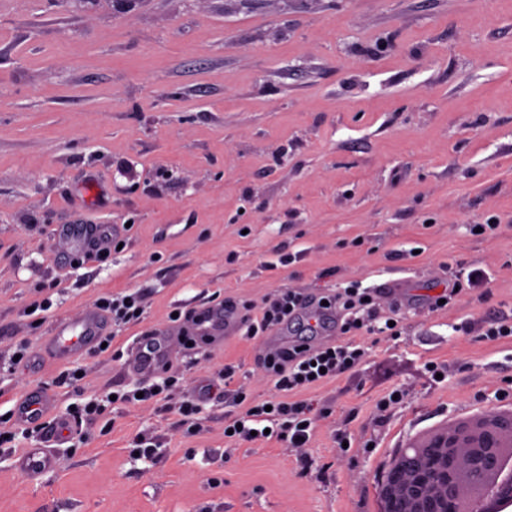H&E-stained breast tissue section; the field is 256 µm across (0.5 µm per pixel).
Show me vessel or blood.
I'll return each instance as SVG.
<instances>
[{"mask_svg":"<svg viewBox=\"0 0 512 512\" xmlns=\"http://www.w3.org/2000/svg\"><path fill=\"white\" fill-rule=\"evenodd\" d=\"M204 333L214 341L236 335L240 329L238 316L224 315L222 310L204 308ZM104 333L102 316L95 308H88L78 320L58 322L43 345V351L53 360L64 362L91 349ZM176 343L172 333L159 331L139 338L134 347L128 370L143 378H152L174 350ZM54 406L51 395L39 392L17 399L14 415L17 421L27 423L45 418ZM71 436L69 421L59 418L49 423L40 447L28 449L19 459L18 468L28 478H36L53 469L54 445L66 442Z\"/></svg>","mask_w":512,"mask_h":512,"instance_id":"obj_1","label":"vessel or blood"}]
</instances>
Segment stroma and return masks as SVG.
<instances>
[{"label":"stroma","mask_w":512,"mask_h":512,"mask_svg":"<svg viewBox=\"0 0 512 512\" xmlns=\"http://www.w3.org/2000/svg\"><path fill=\"white\" fill-rule=\"evenodd\" d=\"M94 224L120 225L124 244L75 264L56 233ZM459 263L488 270V287L430 311ZM353 280L382 290L403 330L360 337L362 363L310 390L330 415L308 447L225 439L217 373L233 365L251 402L275 397L258 363L268 339L195 337L169 373L203 431L116 405L74 423L90 443L62 444L31 482L16 462L40 436L14 425L0 512H377L390 452L512 388V338L481 337L512 320V0H138L125 14L0 0V416L31 391L62 417L134 389L132 342L176 327L173 310ZM128 290L144 314L111 326L109 351L43 355L55 321ZM47 293L52 308L30 312ZM76 368L79 385L60 384ZM394 388L402 401L378 413ZM138 432L159 464L134 455Z\"/></svg>","instance_id":"stroma-1"}]
</instances>
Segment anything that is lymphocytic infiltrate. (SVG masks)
<instances>
[{"label": "lymphocytic infiltrate", "instance_id": "lymphocytic-infiltrate-1", "mask_svg": "<svg viewBox=\"0 0 512 512\" xmlns=\"http://www.w3.org/2000/svg\"><path fill=\"white\" fill-rule=\"evenodd\" d=\"M377 298V291L363 290L358 283H351L330 303L338 315L337 325L345 336L344 341L313 345L295 340L281 355L264 358L262 366L275 379L281 393L280 398L270 404L248 402L246 393L236 386L235 368L225 366L220 379L225 393L232 395L237 408L227 422L230 441L249 443L254 434L267 432L292 447H305L326 410L304 398V391L353 371L364 357L363 349L347 341V334L364 331L395 336L400 332L395 325L396 312H389V325H380ZM95 305L117 326L138 323L144 312L143 297L137 292L103 295L96 299ZM304 306L305 300L299 293L287 289L277 291L257 313H244L247 333L258 336L274 329Z\"/></svg>", "mask_w": 512, "mask_h": 512}]
</instances>
